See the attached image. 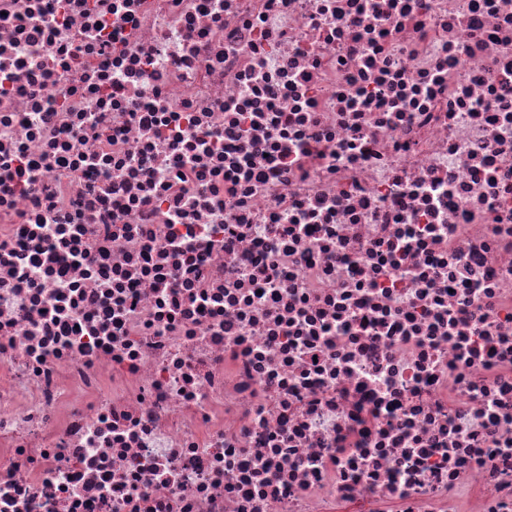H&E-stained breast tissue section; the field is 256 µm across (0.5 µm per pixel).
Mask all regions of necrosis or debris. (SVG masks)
<instances>
[{
    "label": "necrosis or debris",
    "instance_id": "4bbe7bcc",
    "mask_svg": "<svg viewBox=\"0 0 512 512\" xmlns=\"http://www.w3.org/2000/svg\"><path fill=\"white\" fill-rule=\"evenodd\" d=\"M0 512H512V0H0Z\"/></svg>",
    "mask_w": 512,
    "mask_h": 512
}]
</instances>
